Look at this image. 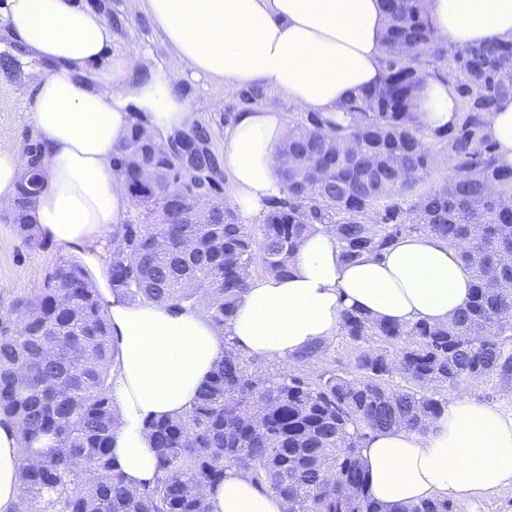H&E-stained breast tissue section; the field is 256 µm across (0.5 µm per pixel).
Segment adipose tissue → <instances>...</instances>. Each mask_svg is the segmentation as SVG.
<instances>
[{"label":"adipose tissue","instance_id":"ef3b65f1","mask_svg":"<svg viewBox=\"0 0 512 512\" xmlns=\"http://www.w3.org/2000/svg\"><path fill=\"white\" fill-rule=\"evenodd\" d=\"M163 33L170 67L143 68L128 52L109 77L89 73L112 44V28L79 0H7L0 29L26 54L23 79L32 93L31 120L44 169L32 220L37 235L68 248L90 268L101 266V236L129 205L117 179L115 150L128 137L132 113L148 131L167 137L197 121L178 92L174 71L230 88L269 89L300 112L342 119V104L379 83L381 37L388 19L381 0H139ZM441 38L459 49L493 38L512 39V0H430ZM429 130L455 126L460 106L454 80L429 76L416 101ZM290 126L273 106L238 114L224 132V193L243 216L269 210L285 196L280 151ZM25 150L0 149V222L12 223ZM472 275L458 249L439 238H401L380 259L347 264L335 234L311 230L288 277L250 276L224 330L205 303L175 309L131 304L99 288L117 348L112 397L119 417L112 460L130 486L157 474L144 427L193 403L225 345L247 356L294 364L296 355L338 332L343 308L394 323H445L470 295ZM369 490L384 507L426 499L471 501L512 487V412L466 396L450 402L426 432L400 426L371 436L363 452ZM21 443L0 425V512H18ZM209 512H288L278 496L249 476L226 470L207 490Z\"/></svg>","mask_w":512,"mask_h":512}]
</instances>
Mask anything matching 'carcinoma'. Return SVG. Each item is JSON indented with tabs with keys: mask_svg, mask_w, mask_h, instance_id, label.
Wrapping results in <instances>:
<instances>
[{
	"mask_svg": "<svg viewBox=\"0 0 512 512\" xmlns=\"http://www.w3.org/2000/svg\"><path fill=\"white\" fill-rule=\"evenodd\" d=\"M382 82L348 99L342 124L299 112L281 146L286 197L259 231L210 198L205 152L185 174L135 123L117 148L116 173L135 208L112 225V292L131 303L191 307L201 294L215 328L234 316L256 266L286 277L316 224L333 226L343 260L381 257L411 234L460 250L472 273L465 306L446 323L395 324L344 309L339 334L355 352L352 370H317L320 342L296 357L308 373L250 369L224 347L183 414L145 422L158 459L154 482L124 484L112 462V372L116 349L98 289L76 261L48 270L42 286L0 311V422L17 426L23 512H209L202 494L243 470L288 501V512H461L450 499L386 509L370 494L362 449L401 424L425 431L467 386L512 382V165L499 160L485 113L512 97V40L448 54L428 0H383ZM454 77L457 124L427 131L414 102L419 73ZM19 186L15 228L42 245L29 212L42 180L37 146ZM448 155V178L429 188L432 160Z\"/></svg>",
	"mask_w": 512,
	"mask_h": 512,
	"instance_id": "carcinoma-1",
	"label": "carcinoma"
}]
</instances>
